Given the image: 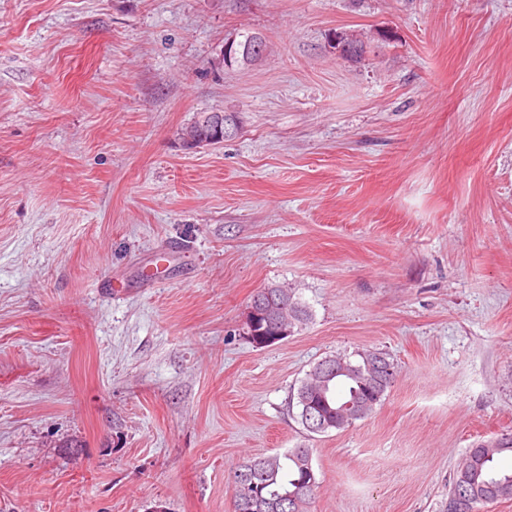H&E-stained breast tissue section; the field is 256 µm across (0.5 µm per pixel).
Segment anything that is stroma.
<instances>
[{"instance_id":"obj_1","label":"stroma","mask_w":512,"mask_h":512,"mask_svg":"<svg viewBox=\"0 0 512 512\" xmlns=\"http://www.w3.org/2000/svg\"><path fill=\"white\" fill-rule=\"evenodd\" d=\"M268 286L310 319L257 348ZM365 349L393 387L310 435L301 379ZM506 431L512 0H0V512H233L291 448L309 512H448ZM262 51L263 43L260 38H254L243 45L235 44V41H232L224 46V58L226 63H230L232 59L245 61L250 57L261 54ZM208 113H203L200 115L190 127L192 129L196 128V132L198 136L204 134L206 137L209 135V128L211 130V137L209 140L201 141L199 138L187 137L186 141H183V145L187 149L196 150L202 146H207L213 143L216 139L224 140V138L232 135L238 130L239 122L238 118L234 113L225 114L223 112H215L208 115L204 121V124L208 127L203 126L200 122ZM217 136V138H214Z\"/></svg>"}]
</instances>
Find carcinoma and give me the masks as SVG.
I'll use <instances>...</instances> for the list:
<instances>
[{"label":"carcinoma","instance_id":"carcinoma-1","mask_svg":"<svg viewBox=\"0 0 512 512\" xmlns=\"http://www.w3.org/2000/svg\"><path fill=\"white\" fill-rule=\"evenodd\" d=\"M277 303L288 310V325L302 327L309 320L306 305L295 294L281 287L271 289ZM280 313L272 308L266 311L255 341L263 342L272 334ZM344 361L349 366L346 375L326 377L311 369L297 389L295 399L297 418L304 421V400L316 404V414L329 423V430H343L358 420L370 416L386 396L396 378L394 362L383 352L363 350L349 356H329L324 361ZM353 402V407L344 404ZM512 453V432L475 442L458 462L450 483L448 495H453L465 480L480 491L492 493L499 485L512 486V472L495 469V459ZM311 455L309 448H290L279 454L257 455L243 459L230 473L233 487L234 512H308L319 480L315 470L299 465V454Z\"/></svg>","mask_w":512,"mask_h":512}]
</instances>
